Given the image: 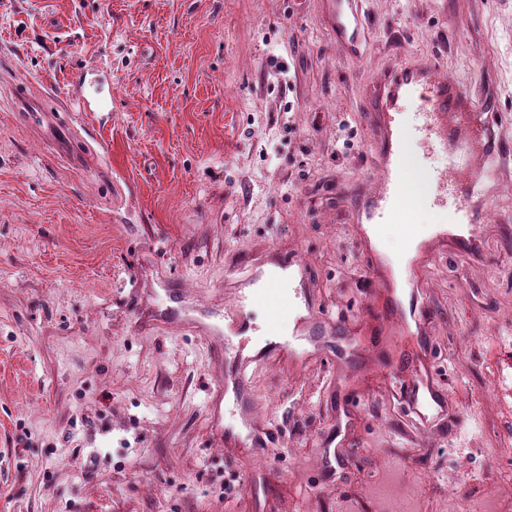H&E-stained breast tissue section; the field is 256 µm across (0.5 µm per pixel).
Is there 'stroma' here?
I'll return each mask as SVG.
<instances>
[{
  "label": "stroma",
  "instance_id": "1",
  "mask_svg": "<svg viewBox=\"0 0 512 512\" xmlns=\"http://www.w3.org/2000/svg\"><path fill=\"white\" fill-rule=\"evenodd\" d=\"M352 59L321 0H0V512H448L512 501V154L499 159L479 253L411 272L456 418L417 425L356 360L310 347L251 364L285 446L228 448L208 401L224 366L149 315L190 295L223 319L245 254L305 263L337 321L368 315L350 212L372 170L369 89L438 58L512 141V0H366ZM85 72L81 96L70 78ZM355 145L341 154L347 132ZM358 405L335 477L319 470L336 397ZM274 482L251 494L260 467ZM451 512H507L506 505L500 500L480 497L458 498L450 508Z\"/></svg>",
  "mask_w": 512,
  "mask_h": 512
}]
</instances>
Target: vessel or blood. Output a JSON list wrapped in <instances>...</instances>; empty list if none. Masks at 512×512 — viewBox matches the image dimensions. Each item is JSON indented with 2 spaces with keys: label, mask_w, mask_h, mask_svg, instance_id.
Instances as JSON below:
<instances>
[{
  "label": "vessel or blood",
  "mask_w": 512,
  "mask_h": 512,
  "mask_svg": "<svg viewBox=\"0 0 512 512\" xmlns=\"http://www.w3.org/2000/svg\"><path fill=\"white\" fill-rule=\"evenodd\" d=\"M323 2L337 44L351 50L354 57H361L366 43L361 35L365 24L363 0ZM441 69L437 59L399 65L389 69L373 86L372 189L366 205L350 217L351 223L358 226L357 240L365 259L366 278L376 286L370 313L397 328L396 335L374 337L375 365L399 383L405 404L421 422L436 424L452 418L456 410L447 390L437 382L429 340L409 330L411 323L426 319V302L416 291L404 290L395 267L377 260L373 243L384 224L400 225L411 245L463 249L475 243L473 237L456 235L455 230L479 223L481 215L477 208L488 205L491 198L486 179L496 154L489 147V108L473 100L456 82L442 78ZM414 99L421 102L418 111H407V103ZM415 140L427 141L446 158L444 166L429 171L430 188L419 201L420 206L440 211L441 223L433 228L408 221L411 204L404 174L415 164L409 152V144ZM255 306L265 308L271 318L264 327L265 333H273L275 320L288 314L294 315L296 322L310 324L309 341H316L322 330L317 323L319 309L312 299L301 297L293 283L273 279L262 288L239 295L235 307L225 316L224 328L204 333L203 339L214 356L224 361V377L216 381L213 394L223 398L231 415L239 419L238 426L222 428L225 443L267 451L277 447L280 432L255 422L254 399L244 361V352L257 331L245 310ZM336 338V369L342 372L348 368L351 356L361 349V330L358 324L343 322L336 326ZM354 418L353 401L340 402L336 423L328 432L326 443L331 445L347 436Z\"/></svg>",
  "instance_id": "obj_1"
}]
</instances>
